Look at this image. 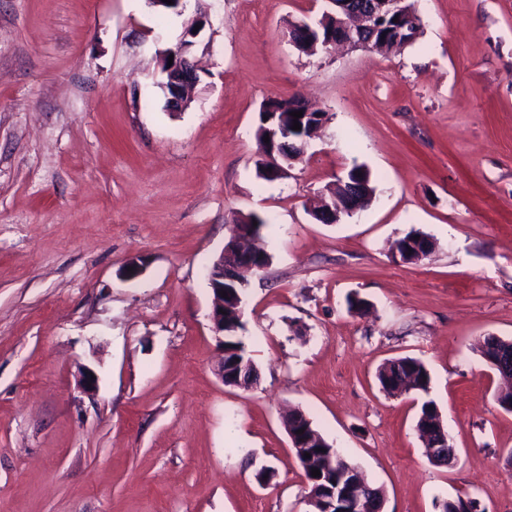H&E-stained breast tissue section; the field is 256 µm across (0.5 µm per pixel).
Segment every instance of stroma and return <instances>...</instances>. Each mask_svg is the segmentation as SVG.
Wrapping results in <instances>:
<instances>
[{
    "label": "stroma",
    "mask_w": 512,
    "mask_h": 512,
    "mask_svg": "<svg viewBox=\"0 0 512 512\" xmlns=\"http://www.w3.org/2000/svg\"><path fill=\"white\" fill-rule=\"evenodd\" d=\"M414 6L411 45L307 54L289 26L329 0H0V512H307L294 407L383 512L465 493L512 512V412L478 349L512 340V0ZM201 14L200 80L172 112L160 58ZM294 97L328 118L261 180L259 111ZM356 165L371 204L316 221ZM248 214L270 263L242 295L243 390L216 374L207 270ZM413 230L434 249L399 262ZM404 356L428 393L382 390ZM427 400L452 466L418 435Z\"/></svg>",
    "instance_id": "obj_1"
}]
</instances>
